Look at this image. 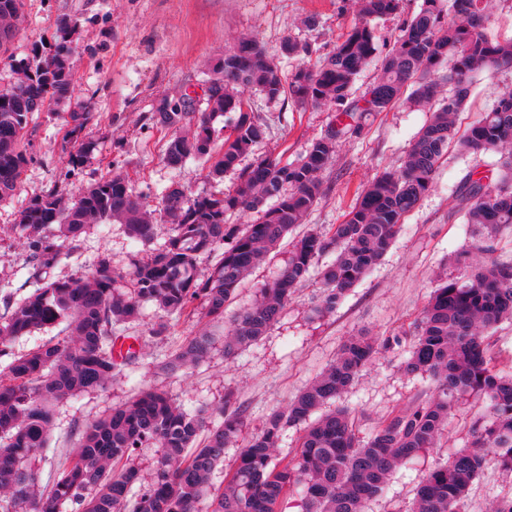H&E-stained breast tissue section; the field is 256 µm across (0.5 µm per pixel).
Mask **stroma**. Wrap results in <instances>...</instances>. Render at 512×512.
<instances>
[{"label":"stroma","mask_w":512,"mask_h":512,"mask_svg":"<svg viewBox=\"0 0 512 512\" xmlns=\"http://www.w3.org/2000/svg\"><path fill=\"white\" fill-rule=\"evenodd\" d=\"M24 14L10 51L0 56V88L31 64L35 50H49L60 40L59 17H70L76 31L70 38L72 98L36 115L28 132L34 159L14 194L0 200V298L9 295L17 300L34 289L28 281L27 253L13 231L19 210L32 195L59 190L75 197L114 172L127 178L134 195L150 210L160 208L164 189L174 183L194 195L233 190L236 172L213 179L206 164L197 159L187 160L178 170L168 167L163 153L170 134L156 124L154 112L161 102L179 103L187 96L198 107H205L203 90L214 78L225 50L239 36L255 38L286 74L300 60L281 54L285 38L306 40L315 43L321 53L331 52L349 30L355 6L352 0H26ZM311 17L317 20L312 30L305 25ZM509 87L512 69L477 75L459 116L460 126L478 120ZM244 95L265 129L254 149L258 155L295 160L336 119L335 112L323 107H301L289 100L270 103L253 89ZM83 100L93 104L84 131L89 153L81 167L74 169L68 166L63 148V117ZM426 118L424 112L396 106L368 116L360 136L344 135L322 174L327 190L308 214L306 228L326 230L341 223L357 188L398 163ZM497 159L494 153L475 155L449 149L435 188L406 218L382 261L347 292L333 312H317L323 286L317 276H310L268 334L234 359L224 357L223 323H214L210 326L214 345L208 358L185 374L162 371L161 362L198 325L177 321L168 336L150 337L158 312L146 306L139 320L118 330L119 335L136 337L137 363L103 387L53 405L54 428L47 448L38 453L41 484L53 481L61 453L74 445L82 428L142 390L163 391L190 410L217 409L226 394H233L247 417L239 439L244 445L261 429L266 415L285 407L350 336L362 331L377 336L411 332L440 279L462 276L464 268L455 261L457 253L467 251L478 260H512V229L487 238L466 231L461 220L448 218L456 205L455 187L470 173L494 174ZM170 233V225L157 223L153 240L145 246L130 238L125 225L92 226L84 237L81 256L63 260L54 273L83 276L103 254L118 271L129 272L135 261L161 247ZM287 257V250H280L242 283L224 314L225 321L253 304L260 288L277 277ZM401 358V349L383 352L337 399V407L356 416L359 437H367L391 413L432 394L433 379L405 376ZM484 412V404L474 399L459 404L441 447L424 460L400 468L385 497L368 502L366 512H409L423 472L446 460L451 449L462 447ZM509 491L512 474L487 461L465 510L486 512L493 495Z\"/></svg>","instance_id":"1"}]
</instances>
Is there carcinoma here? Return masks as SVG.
<instances>
[{"label": "carcinoma", "mask_w": 512, "mask_h": 512, "mask_svg": "<svg viewBox=\"0 0 512 512\" xmlns=\"http://www.w3.org/2000/svg\"><path fill=\"white\" fill-rule=\"evenodd\" d=\"M25 0H0V50L8 49L24 21ZM402 0H356L357 17L345 37L313 65L299 64L284 75L253 38H240L224 53L217 72L221 92L210 109L158 112L157 124L172 131L163 160L179 168L189 158L209 163L208 176L224 178L239 170L236 187L221 196L188 195L170 186L159 216L146 211L120 175L104 177L81 195L51 191L30 198L19 211L18 229L29 251L35 290L13 303L3 299L0 357L11 361L0 371V512H196L212 495L211 512H278L288 494L299 495L302 512H365L384 496L401 466L438 447L460 399L475 396L486 415L471 429V439L429 468L419 481L413 512H462L485 456L492 454L512 473V370L499 367L489 352L487 333L512 318V262L468 264L463 280H445L422 309L410 333L401 371L428 374L434 393L381 421L366 439L356 436L345 409L324 411L349 389L382 351L402 338L361 332L349 338L336 357L283 408L270 412L260 431L242 449L224 488L211 493L210 477L224 461L245 426L234 395L224 398L220 420L201 410L188 411L167 394L141 392L131 402L86 426L76 447L62 458L52 483L40 488L36 454L47 447L53 425L51 406L112 381L137 360L136 352L117 360L112 353L118 326L138 319L145 303L163 313L151 335L169 332L171 321L224 320L244 278L304 223L324 193L321 173L332 162L344 129L329 127L291 163L264 155L245 167L241 161L264 136V128L241 87L258 90L269 102L285 95L299 106H326L353 120L361 134L362 117L403 101L428 108L426 120L398 166L386 169L356 193L342 223L309 231L292 242L276 279L260 290L256 303L237 314L224 336V357L257 344L277 322L296 289L311 274L323 295L317 310L330 313L346 293L366 278L395 243L405 219L435 185L451 144L464 153L500 152L507 156L496 181L468 178L457 191L465 223L484 236L512 226V94L503 93L479 120L458 133L456 121L474 77L512 68V38L488 33L484 0H422L403 23L391 48L380 53L369 21L399 13ZM311 44L288 38L285 56H310ZM377 77L361 99L351 97L357 77L371 65ZM72 52L60 42L34 56L7 88L0 89V200L13 194L33 160L25 135L38 112L72 97ZM411 93H406V90ZM90 106L68 113L64 143L67 162L81 166L88 144L81 137ZM231 115L221 145L212 117ZM193 127L189 136L180 133ZM251 211V224H229L232 213ZM172 225L166 244L134 264L130 285L108 257L98 259L84 277H51L64 256L82 246L91 224L118 221L130 237L146 243L154 223ZM226 248L205 271L198 264L217 245ZM67 322V335L15 354L21 336ZM212 334L198 329L163 363L171 374L202 362ZM303 425L291 457L277 460L283 434ZM159 455L150 483L142 486L134 457L140 448Z\"/></svg>", "instance_id": "1"}]
</instances>
